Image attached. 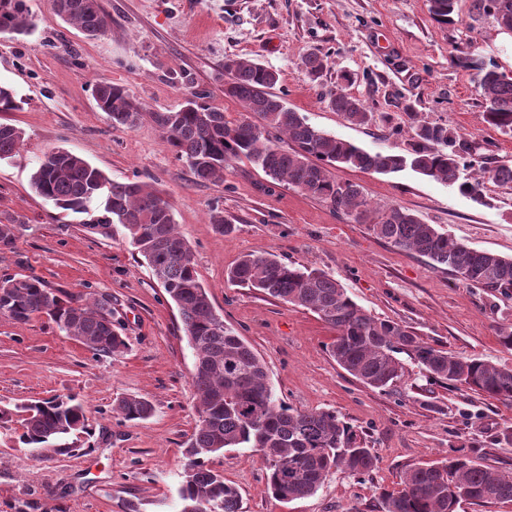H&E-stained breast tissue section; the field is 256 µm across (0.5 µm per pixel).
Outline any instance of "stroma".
I'll list each match as a JSON object with an SVG mask.
<instances>
[{"instance_id":"1","label":"stroma","mask_w":512,"mask_h":512,"mask_svg":"<svg viewBox=\"0 0 512 512\" xmlns=\"http://www.w3.org/2000/svg\"><path fill=\"white\" fill-rule=\"evenodd\" d=\"M30 34L0 33V85L24 104L0 122L24 133L11 161L0 162V224L16 225L13 247L0 249V279L34 275L81 301L112 305L125 352L95 355L47 317L18 322L0 314V512H180L184 450L199 420L191 384L194 357L174 302L123 235L90 230L87 217L56 208L30 188L44 152L65 149L116 182L141 180L169 201L188 241L198 278L224 321L263 360L276 398L297 410H331L378 458L374 471L330 474L312 496L282 501L268 491L266 466L251 448L212 456L210 467L240 493V512H380L378 494L398 490L409 466L465 453L512 472V444L501 430L512 404L429 379L413 361L387 390L366 386L329 353L336 331L316 314L264 297L227 279L247 253L327 272L379 319L408 326L424 341L465 357L512 366L497 335L512 322V296L470 288L428 259L376 239L366 225L323 201L275 184L247 159L232 161L220 183L199 181L163 141L154 112L180 109L204 94L226 120L248 119L224 94L225 59L243 57L276 70L274 91L322 132L372 152L402 153L410 134L406 106L427 121L471 137L480 152L512 160V134L489 127L460 53L512 75V34L483 17L442 25L428 0H101L107 31L87 37L54 16L51 0H25ZM327 60L311 77L302 59ZM352 80L342 85L341 72ZM125 87L144 112L134 128L113 126L95 101V84ZM366 101L367 126L327 106L337 89ZM333 177L362 185L380 206H398L470 248L512 257V188L486 184L482 199L411 170ZM235 230L210 224L212 211ZM74 396L86 410L74 452L40 457L22 443L16 408ZM136 395L154 406L143 421L112 406Z\"/></svg>"}]
</instances>
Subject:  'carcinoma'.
Wrapping results in <instances>:
<instances>
[{
	"instance_id": "carcinoma-1",
	"label": "carcinoma",
	"mask_w": 512,
	"mask_h": 512,
	"mask_svg": "<svg viewBox=\"0 0 512 512\" xmlns=\"http://www.w3.org/2000/svg\"><path fill=\"white\" fill-rule=\"evenodd\" d=\"M54 14L89 36L108 26L100 0H52ZM456 0H429L438 23L459 24ZM474 12L497 25L512 26V0H473ZM33 23L23 0H0V30L29 33ZM456 64L475 72L485 105V122L512 133V77L492 64L466 53ZM228 81L224 95L241 102L257 122L231 125L224 113L196 99L176 112H151L152 121L185 161L192 173L205 170V182L224 180L233 159L246 158L273 183H284L327 203L336 213L367 225L376 238L426 257L447 268L460 282L507 295L512 292V257L479 251L455 242L410 210L373 205L360 184L332 177L329 167L343 164L360 171L396 172L404 168L457 185L461 193L481 197L487 182L512 187V162L482 156L474 142L446 124L430 123L407 111L411 119L410 149L403 154L369 153L355 144L329 136L310 125L272 92L279 74L254 61H224ZM95 99L112 124L135 127L144 112L127 90L108 81L97 84ZM328 106L354 125H368L374 114L364 101L339 89ZM20 108L14 91L0 86V112ZM287 137L292 148L278 140ZM22 131L0 123V161L19 152ZM475 174L462 178L465 163ZM30 187L56 207L90 213L95 205L104 215L89 228L105 235L119 225L152 275L176 304L194 361L207 367L192 377L199 422L185 449L187 464L179 489L182 508L194 512H239L236 487L208 466L211 456L227 448L249 447L262 452L266 484L271 494L295 500L315 494L337 469L353 475L374 470L377 458L361 445L358 434L336 414L325 410L297 411L275 398L265 365L234 331L213 322V305L197 276L189 244L177 230L170 204L140 181H111L105 172L65 150L43 155L30 176ZM233 282L268 297L309 310L336 328L329 352L336 363L363 384L380 391L401 378L398 355L406 354L431 379L451 388L465 387L489 398L512 403V366L473 357L454 356L423 341L393 320L368 314L346 293L338 280L317 270L300 268L263 255L242 256L229 272ZM0 280V313L16 321L48 317L59 330L79 338L102 356L123 352L126 341L107 327L112 311L100 302L79 303L49 288L35 276ZM114 410L128 421L152 416V403L138 396L117 400ZM23 441L38 450L67 455L74 451L66 439L86 430L83 404L72 396L54 397L21 407ZM382 512H457L463 502L481 504L512 501V473L493 471L467 455L450 456L433 464L407 468L395 492L380 494Z\"/></svg>"
}]
</instances>
